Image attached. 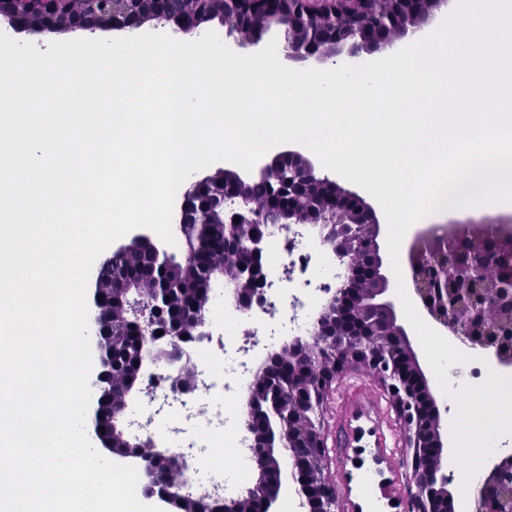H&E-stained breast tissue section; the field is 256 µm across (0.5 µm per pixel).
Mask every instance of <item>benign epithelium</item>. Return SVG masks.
Masks as SVG:
<instances>
[{"mask_svg": "<svg viewBox=\"0 0 512 512\" xmlns=\"http://www.w3.org/2000/svg\"><path fill=\"white\" fill-rule=\"evenodd\" d=\"M0 0V23L45 36L59 33L127 31L152 21L172 19L179 30L199 34L214 19L224 26V44L236 49L260 45L271 27L283 32L286 57L319 62L341 54L391 45L426 27L447 0ZM268 187L267 205L249 195L251 180L231 169L198 180L183 193L176 224L186 249L181 260L165 256L171 273L200 275L195 258L209 246L206 225L226 224L233 231L229 251L237 266L233 296L247 311L266 286L262 273L265 236L255 224H321L325 245L345 264L346 282L321 305L309 336H295L288 350L290 377L270 372L281 353L262 363L260 383L246 399V428L255 465L252 487L236 498L217 490L194 495L173 476L162 456H135L146 477L145 495L161 507L190 504L204 512L214 502L224 512H281L284 484L294 487L301 512H338L339 493L324 473L325 443L316 410L338 370L360 365L392 389L404 423L406 464L411 467L405 512H448L445 430L430 380L415 352L401 302L389 275L387 234L374 205L325 175L309 156L290 149L259 168ZM246 234H241V230ZM409 297L422 315L446 334L477 351L494 368L512 369V225L440 224L415 231L402 272ZM171 277L144 293L127 281L114 289L112 310L91 292L95 331L113 334V321L138 327L153 348L163 349L157 362L172 369L178 388L190 392L196 375L183 361L184 337L206 336V309H180L171 300ZM163 334H158V331ZM122 346L98 347L91 385L113 397L108 406L111 437L103 445L123 456L135 445L118 423L123 418L129 376L116 358ZM476 512H512V454L497 457L486 471L476 498Z\"/></svg>", "mask_w": 512, "mask_h": 512, "instance_id": "1", "label": "benign epithelium"}]
</instances>
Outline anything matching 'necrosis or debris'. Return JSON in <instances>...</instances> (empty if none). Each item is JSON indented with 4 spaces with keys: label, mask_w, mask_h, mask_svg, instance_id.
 I'll list each match as a JSON object with an SVG mask.
<instances>
[{
    "label": "necrosis or debris",
    "mask_w": 512,
    "mask_h": 512,
    "mask_svg": "<svg viewBox=\"0 0 512 512\" xmlns=\"http://www.w3.org/2000/svg\"><path fill=\"white\" fill-rule=\"evenodd\" d=\"M285 232L308 241L301 248L289 247L284 263L291 274L302 276V283L276 288L275 270L266 269V286L253 306L259 324L251 328L249 336L230 342L223 340V329L240 324L244 315L222 285H213L208 304L213 313L210 322L213 337L185 351L197 375L195 390L179 392L173 377L156 367L142 379L143 386L150 390L149 395L130 410L131 420L150 425L173 460H180L183 449H194L197 463L204 467V477L189 480V491L223 485L219 468L206 464L223 439H230L238 462L249 463L246 450L252 439L245 427L243 400L257 381L260 357L285 336L307 335L316 296L336 285V264L322 260L315 245V231L301 224H275L269 236L274 239Z\"/></svg>",
    "instance_id": "obj_1"
}]
</instances>
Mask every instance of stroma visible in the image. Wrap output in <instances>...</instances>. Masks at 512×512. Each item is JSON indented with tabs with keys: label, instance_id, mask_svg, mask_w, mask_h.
<instances>
[{
	"label": "stroma",
	"instance_id": "obj_1",
	"mask_svg": "<svg viewBox=\"0 0 512 512\" xmlns=\"http://www.w3.org/2000/svg\"><path fill=\"white\" fill-rule=\"evenodd\" d=\"M325 473L342 512H405L410 473L402 424L385 388L345 369L323 403Z\"/></svg>",
	"mask_w": 512,
	"mask_h": 512
}]
</instances>
